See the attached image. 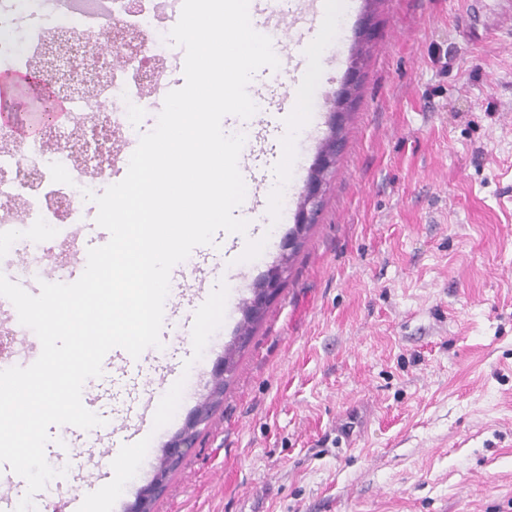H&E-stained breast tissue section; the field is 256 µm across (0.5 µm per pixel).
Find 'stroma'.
Instances as JSON below:
<instances>
[{
    "instance_id": "35a3bbf8",
    "label": "stroma",
    "mask_w": 512,
    "mask_h": 512,
    "mask_svg": "<svg viewBox=\"0 0 512 512\" xmlns=\"http://www.w3.org/2000/svg\"><path fill=\"white\" fill-rule=\"evenodd\" d=\"M311 93L313 122L278 209L295 213L354 53L362 80L321 214L224 394L214 369L257 280L282 254L274 223L237 264L224 242L182 261L209 304L143 351L178 369L155 431L96 498L132 503L166 443L213 407L154 512H512V0H341ZM376 38L356 46L366 10ZM493 28L473 41L469 25Z\"/></svg>"
}]
</instances>
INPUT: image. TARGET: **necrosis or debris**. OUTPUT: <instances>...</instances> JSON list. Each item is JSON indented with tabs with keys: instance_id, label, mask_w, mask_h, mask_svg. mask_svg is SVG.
Instances as JSON below:
<instances>
[{
	"instance_id": "obj_1",
	"label": "necrosis or debris",
	"mask_w": 512,
	"mask_h": 512,
	"mask_svg": "<svg viewBox=\"0 0 512 512\" xmlns=\"http://www.w3.org/2000/svg\"><path fill=\"white\" fill-rule=\"evenodd\" d=\"M127 5L128 0H64L60 23L83 45L87 57L109 67L110 77L94 95L69 98V106L81 112L79 127L73 131L59 127L54 142L40 137L23 140L0 128V224L48 228L81 223L85 187L111 178L119 158L112 139L116 133L132 132L143 90L156 87L163 73L158 63L159 34L151 14L128 22ZM129 25L139 34L140 57L153 63L149 75H141L134 63L115 65L116 54L126 51L115 34ZM92 125L102 132L101 146L82 148L80 130Z\"/></svg>"
}]
</instances>
